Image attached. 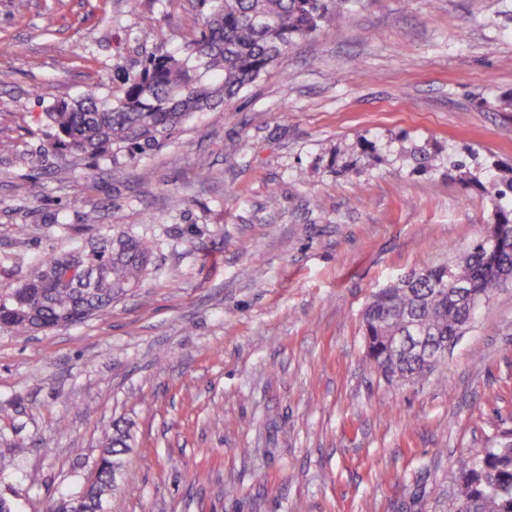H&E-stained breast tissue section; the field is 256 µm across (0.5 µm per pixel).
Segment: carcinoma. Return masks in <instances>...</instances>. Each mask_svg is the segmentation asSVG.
I'll return each instance as SVG.
<instances>
[{
  "instance_id": "1",
  "label": "carcinoma",
  "mask_w": 512,
  "mask_h": 512,
  "mask_svg": "<svg viewBox=\"0 0 512 512\" xmlns=\"http://www.w3.org/2000/svg\"><path fill=\"white\" fill-rule=\"evenodd\" d=\"M351 2L198 0L205 26L184 43L181 54L148 56L139 72L120 78L113 95L104 96L101 86L93 85L75 102L52 105L45 113L49 149L87 158L124 149L134 159L170 139L194 113L237 97ZM484 192L496 200L490 225L502 243L496 247L481 234L458 260L455 272L469 283L471 301L448 296L445 264L411 271L366 305V358L384 379L426 375L416 350L389 352L390 338L407 336L414 327L433 337L464 330L473 316L470 304L487 295L496 269L512 266V176L488 183ZM155 247L151 237L121 231L89 249L44 257L22 282L0 289V328L30 332L107 313L112 302L140 284ZM511 440L512 431L481 452L456 459L460 503L451 512H512ZM126 448L124 435L108 438L103 464L86 490L50 503L53 512H102L120 467L115 456Z\"/></svg>"
}]
</instances>
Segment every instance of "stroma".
<instances>
[{
	"mask_svg": "<svg viewBox=\"0 0 512 512\" xmlns=\"http://www.w3.org/2000/svg\"><path fill=\"white\" fill-rule=\"evenodd\" d=\"M202 24L196 0H0V288L156 240L105 317L0 328V496L82 492L117 422L104 512H449L455 457L512 430V284L415 383L367 362L361 314L491 218L448 160L512 173V0H358L154 150H49V105Z\"/></svg>",
	"mask_w": 512,
	"mask_h": 512,
	"instance_id": "stroma-1",
	"label": "stroma"
}]
</instances>
